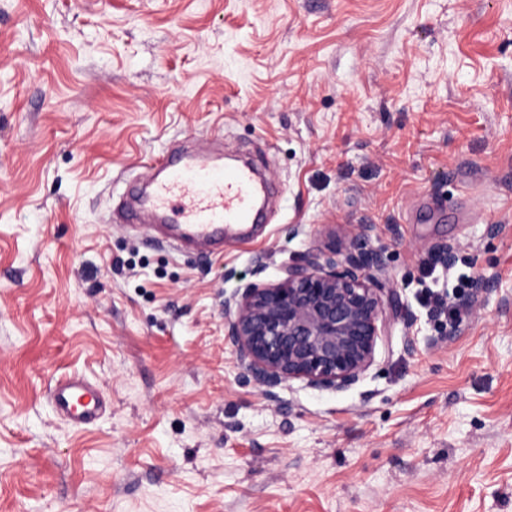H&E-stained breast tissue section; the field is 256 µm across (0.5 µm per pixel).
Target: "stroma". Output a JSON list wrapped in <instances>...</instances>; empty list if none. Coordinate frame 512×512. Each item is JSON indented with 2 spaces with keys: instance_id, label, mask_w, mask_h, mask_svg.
<instances>
[{
  "instance_id": "35a3bbf8",
  "label": "stroma",
  "mask_w": 512,
  "mask_h": 512,
  "mask_svg": "<svg viewBox=\"0 0 512 512\" xmlns=\"http://www.w3.org/2000/svg\"><path fill=\"white\" fill-rule=\"evenodd\" d=\"M181 146L261 157L251 243L120 223ZM356 224L415 320L269 401L224 298ZM445 241L496 283L450 315ZM0 512H512V0H0ZM52 404L57 415L81 424L97 421L104 411L98 389L79 377L58 380L52 389Z\"/></svg>"
}]
</instances>
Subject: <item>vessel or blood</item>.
I'll use <instances>...</instances> for the list:
<instances>
[{
  "label": "vessel or blood",
  "mask_w": 512,
  "mask_h": 512,
  "mask_svg": "<svg viewBox=\"0 0 512 512\" xmlns=\"http://www.w3.org/2000/svg\"><path fill=\"white\" fill-rule=\"evenodd\" d=\"M263 197L264 185L250 166L226 168L205 157L169 153L155 165L149 192L128 218H159L168 240L215 250L223 248L229 230L248 241V226ZM52 404L57 415L81 424L97 421L104 411L98 389L79 377L57 381Z\"/></svg>",
  "instance_id": "vessel-or-blood-1"
}]
</instances>
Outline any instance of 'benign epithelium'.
<instances>
[{
    "instance_id": "benign-epithelium-1",
    "label": "benign epithelium",
    "mask_w": 512,
    "mask_h": 512,
    "mask_svg": "<svg viewBox=\"0 0 512 512\" xmlns=\"http://www.w3.org/2000/svg\"><path fill=\"white\" fill-rule=\"evenodd\" d=\"M373 231L357 224L348 243L304 253L278 282H249L224 298V335L245 382L268 400H278L277 389L292 380L345 392L372 365L385 306L396 300L377 288L384 263L371 246ZM457 252L442 243L434 257L447 267Z\"/></svg>"
}]
</instances>
